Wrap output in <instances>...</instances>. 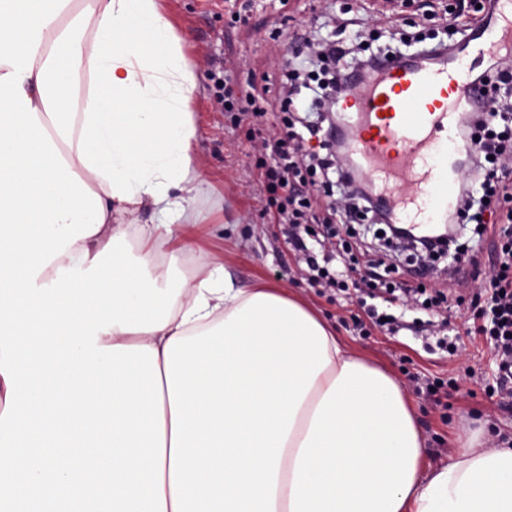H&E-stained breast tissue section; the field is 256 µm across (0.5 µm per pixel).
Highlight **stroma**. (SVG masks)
Segmentation results:
<instances>
[{"instance_id": "1", "label": "stroma", "mask_w": 512, "mask_h": 512, "mask_svg": "<svg viewBox=\"0 0 512 512\" xmlns=\"http://www.w3.org/2000/svg\"><path fill=\"white\" fill-rule=\"evenodd\" d=\"M163 5L185 39L184 50L196 63L202 84L194 105L198 125L194 150L210 185L203 209L213 235L201 241V253L223 252L236 286L267 281L299 296L335 327L352 351L393 374L416 413L427 466L448 462L457 438L470 430H481L487 448L500 447L505 438L512 440V404H500L485 392L486 385L495 382L490 348L466 333L467 319L481 310L473 294L491 272L493 238L478 236L474 225H466L458 239L461 257L424 263L401 254L388 257L387 247L375 244L372 234L359 223L349 224L352 241L375 244L378 254L386 256L388 280L430 292L447 287L449 270L457 268L464 297L460 311L448 316L447 333L458 346L454 355L425 353L420 337L406 330L394 337L378 331L359 335L352 321L361 312L357 304L331 291L317 293L304 276L283 273V265L292 264L293 257L282 225L271 223L265 212L266 194L259 183V155L251 148L250 126L233 122L222 101L228 89L237 95L263 90L269 118L262 134L284 137L285 129L275 116L285 96L280 76L293 63L310 58L309 48L294 41L295 33L313 30L330 35L347 7L363 20L362 25L347 28V41L367 36L373 50L407 42L412 51L428 52L448 39L443 22L448 0H397L404 23L399 36L383 16L384 0H163ZM419 373L431 382L448 383L453 378L457 385L437 400L417 390L413 377Z\"/></svg>"}]
</instances>
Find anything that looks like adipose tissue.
I'll return each instance as SVG.
<instances>
[{"instance_id":"adipose-tissue-1","label":"adipose tissue","mask_w":512,"mask_h":512,"mask_svg":"<svg viewBox=\"0 0 512 512\" xmlns=\"http://www.w3.org/2000/svg\"><path fill=\"white\" fill-rule=\"evenodd\" d=\"M200 91L160 0H0V512H512V448L422 470L399 382L299 297L219 257L171 289Z\"/></svg>"}]
</instances>
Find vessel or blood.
<instances>
[{
    "mask_svg": "<svg viewBox=\"0 0 512 512\" xmlns=\"http://www.w3.org/2000/svg\"><path fill=\"white\" fill-rule=\"evenodd\" d=\"M495 8L492 25L468 40L465 54L432 67L383 63L339 100L348 153L384 192L395 193L399 223H434L454 204V163L472 150L459 135V112L480 102L469 58L512 49V0H495Z\"/></svg>",
    "mask_w": 512,
    "mask_h": 512,
    "instance_id": "1",
    "label": "vessel or blood"
}]
</instances>
